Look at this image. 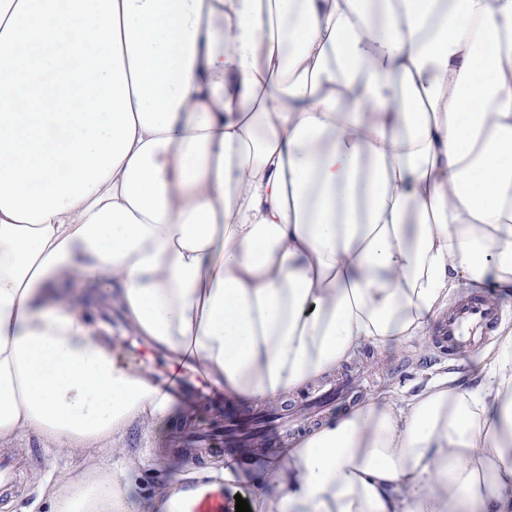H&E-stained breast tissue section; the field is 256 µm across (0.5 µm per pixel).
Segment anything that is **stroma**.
<instances>
[{
  "mask_svg": "<svg viewBox=\"0 0 512 512\" xmlns=\"http://www.w3.org/2000/svg\"><path fill=\"white\" fill-rule=\"evenodd\" d=\"M105 319L112 329L113 341L120 345L124 356L156 382L167 384L172 377L186 373L183 366L173 364L135 336L120 311L110 309ZM479 358L476 352L458 360L441 358L433 353L427 341L418 339L407 341L397 351L363 345L349 361L363 380L354 402L359 405L379 396L405 400L445 376L468 383L479 368ZM189 376L199 389H207V381L198 373ZM254 409V404L236 401L224 402L217 408L204 394L193 401L181 398L157 426L141 421L131 423L117 452L107 442L92 452L77 450L60 454L45 447L35 434L21 436L0 448V460L17 462L22 469L20 485L13 488L10 495L0 496V512H50L45 486L63 473H76L93 465L106 471L123 469L127 490L145 507L149 506L158 486L174 480L175 476L223 464L232 466L239 477L234 492L227 494V501H234L238 496L248 497L254 491L253 477L270 457L266 449L247 447L229 456L216 452L194 461L174 451L172 443L184 425L220 432L224 429L225 414H245Z\"/></svg>",
  "mask_w": 512,
  "mask_h": 512,
  "instance_id": "35a3bbf8",
  "label": "stroma"
}]
</instances>
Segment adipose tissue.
Segmentation results:
<instances>
[{
    "instance_id": "obj_1",
    "label": "adipose tissue",
    "mask_w": 512,
    "mask_h": 512,
    "mask_svg": "<svg viewBox=\"0 0 512 512\" xmlns=\"http://www.w3.org/2000/svg\"><path fill=\"white\" fill-rule=\"evenodd\" d=\"M463 280L512 290V0H0V442L166 418L110 304L259 404L423 338ZM480 362L320 425L251 512H512V330ZM47 493L140 512L118 472Z\"/></svg>"
}]
</instances>
